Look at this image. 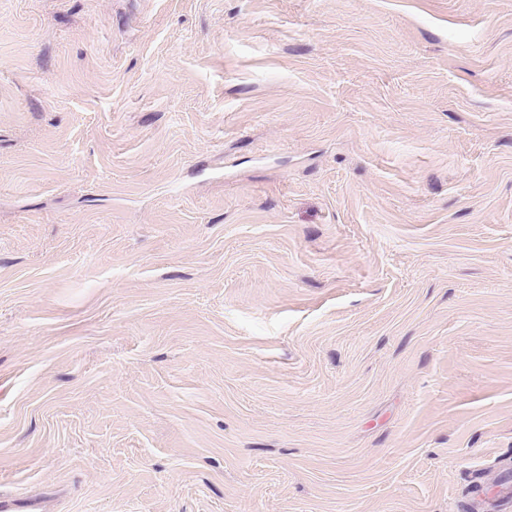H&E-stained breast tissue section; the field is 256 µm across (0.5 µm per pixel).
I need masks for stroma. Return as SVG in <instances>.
Instances as JSON below:
<instances>
[{
	"label": "stroma",
	"instance_id": "stroma-1",
	"mask_svg": "<svg viewBox=\"0 0 512 512\" xmlns=\"http://www.w3.org/2000/svg\"><path fill=\"white\" fill-rule=\"evenodd\" d=\"M509 478L512 0H0V495Z\"/></svg>",
	"mask_w": 512,
	"mask_h": 512
}]
</instances>
